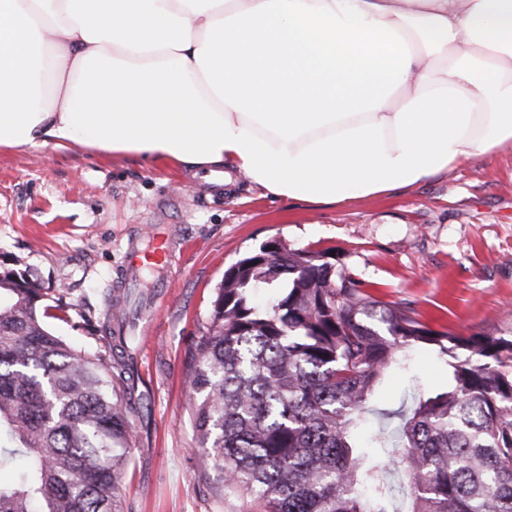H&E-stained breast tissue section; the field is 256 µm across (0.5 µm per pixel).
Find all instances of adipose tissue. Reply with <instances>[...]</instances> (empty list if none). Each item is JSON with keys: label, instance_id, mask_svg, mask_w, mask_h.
Returning a JSON list of instances; mask_svg holds the SVG:
<instances>
[{"label": "adipose tissue", "instance_id": "obj_1", "mask_svg": "<svg viewBox=\"0 0 512 512\" xmlns=\"http://www.w3.org/2000/svg\"><path fill=\"white\" fill-rule=\"evenodd\" d=\"M512 147V0H0V148L344 202Z\"/></svg>", "mask_w": 512, "mask_h": 512}]
</instances>
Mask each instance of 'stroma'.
<instances>
[{
    "instance_id": "1",
    "label": "stroma",
    "mask_w": 512,
    "mask_h": 512,
    "mask_svg": "<svg viewBox=\"0 0 512 512\" xmlns=\"http://www.w3.org/2000/svg\"><path fill=\"white\" fill-rule=\"evenodd\" d=\"M168 224L173 251L166 293L141 315L130 351L137 387L123 512H265L256 495L223 489L200 465L187 376L206 333L216 289L243 255L275 240L332 250L387 303L413 309L455 334L512 333V151L466 159L449 173L350 203L261 195L243 177L217 189L164 159H124L50 149L0 150V262L25 272L60 302L45 323L92 351L111 316L108 293L123 289L129 238ZM429 350L415 375H389L372 404L411 403L446 386Z\"/></svg>"
}]
</instances>
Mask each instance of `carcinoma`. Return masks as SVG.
<instances>
[{"label":"carcinoma","instance_id":"1","mask_svg":"<svg viewBox=\"0 0 512 512\" xmlns=\"http://www.w3.org/2000/svg\"><path fill=\"white\" fill-rule=\"evenodd\" d=\"M262 252L224 273L197 345L188 384L204 466L269 512H398L396 463L364 452L388 438L360 433L386 372L413 373L427 347L448 384L401 414L407 512H512V336L434 330L376 299L328 250ZM268 288L280 296L263 306L255 292ZM45 296L0 271V469L18 453L31 460L0 481V512H120L134 370L112 351L129 352L126 323L78 350L47 328Z\"/></svg>","mask_w":512,"mask_h":512}]
</instances>
